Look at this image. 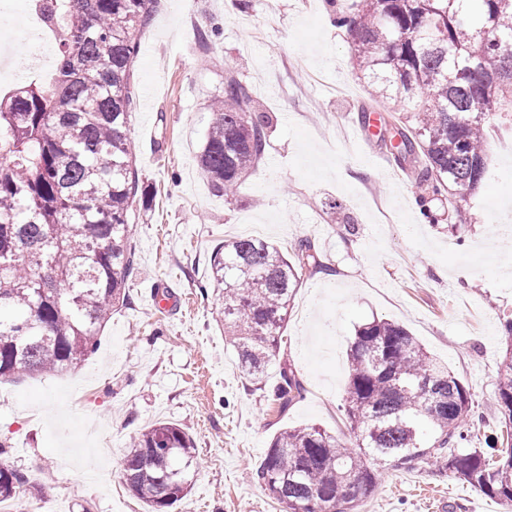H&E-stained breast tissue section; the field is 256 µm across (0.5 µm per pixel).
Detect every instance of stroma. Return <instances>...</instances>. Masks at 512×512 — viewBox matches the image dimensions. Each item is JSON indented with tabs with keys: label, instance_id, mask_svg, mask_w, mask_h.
<instances>
[{
	"label": "stroma",
	"instance_id": "1",
	"mask_svg": "<svg viewBox=\"0 0 512 512\" xmlns=\"http://www.w3.org/2000/svg\"><path fill=\"white\" fill-rule=\"evenodd\" d=\"M221 23L209 47L199 28ZM134 65L135 110L127 129L139 193L130 215L135 265L131 302L113 312L95 354L78 369L0 380V466L52 486L39 500L20 494L15 512H145L122 480L131 440L159 422L181 425L195 441L191 492L171 512H280L255 479L274 434L316 425L354 437L343 396L346 351L357 325L387 319L405 327L469 389L482 418L471 447H486L504 417L497 373L512 318V146L491 150L493 167L475 198L438 208L426 222L413 201L416 163L396 161L390 133L375 123L361 135L371 102L357 79L345 29L326 0H157ZM234 73L268 113L263 161L230 199L213 193L196 163L210 105ZM468 218L463 241L448 226ZM257 224L263 240L294 255L311 239L326 272L305 274L268 367L276 383L290 365L304 397L288 410L244 378L203 295L210 256L221 241ZM375 492L358 512H505L494 497L424 464L379 469Z\"/></svg>",
	"mask_w": 512,
	"mask_h": 512
}]
</instances>
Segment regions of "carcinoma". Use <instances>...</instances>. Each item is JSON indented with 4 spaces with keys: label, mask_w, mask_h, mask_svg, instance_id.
I'll return each instance as SVG.
<instances>
[{
    "label": "carcinoma",
    "mask_w": 512,
    "mask_h": 512,
    "mask_svg": "<svg viewBox=\"0 0 512 512\" xmlns=\"http://www.w3.org/2000/svg\"><path fill=\"white\" fill-rule=\"evenodd\" d=\"M54 77L0 98V378L80 367L118 306L130 303V211L138 193L126 130L135 109L133 66L153 0H62ZM350 35L370 96L393 98L397 158L419 157L422 216L430 203L467 200L489 173L483 120L512 102V0H330ZM234 75L211 107L197 164L212 189L235 194L263 158L269 117L252 110ZM310 240L290 259L261 239L233 238L210 257L224 338L246 378L265 381L303 272H324ZM496 398L506 433L467 448L470 391L403 326L374 319L350 343L345 412L355 445L314 426L277 432L255 479L282 512H357L377 485L375 465L432 464L497 496L512 512V319ZM292 368L271 391L284 411L301 398ZM195 443L157 422L130 443L122 463L147 512H168L190 488ZM48 490L0 467V503Z\"/></svg>",
    "instance_id": "1"
}]
</instances>
